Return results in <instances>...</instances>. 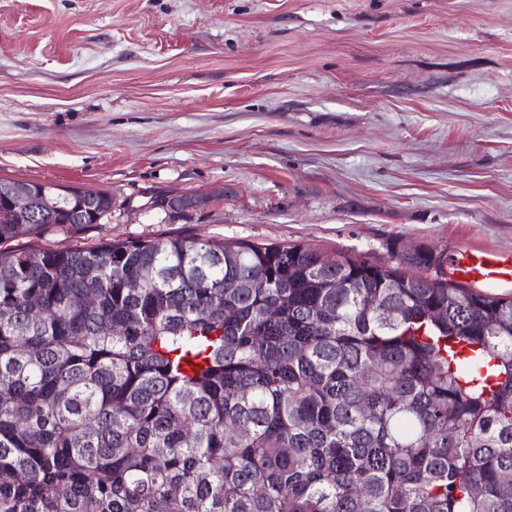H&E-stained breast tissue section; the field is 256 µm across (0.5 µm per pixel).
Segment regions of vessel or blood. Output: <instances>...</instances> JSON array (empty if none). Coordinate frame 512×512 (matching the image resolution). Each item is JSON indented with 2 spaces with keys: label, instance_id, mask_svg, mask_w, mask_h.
<instances>
[{
  "label": "vessel or blood",
  "instance_id": "b4317fda",
  "mask_svg": "<svg viewBox=\"0 0 512 512\" xmlns=\"http://www.w3.org/2000/svg\"><path fill=\"white\" fill-rule=\"evenodd\" d=\"M457 282L467 286L512 288V255L462 248L450 259Z\"/></svg>",
  "mask_w": 512,
  "mask_h": 512
}]
</instances>
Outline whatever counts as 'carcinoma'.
<instances>
[{
	"label": "carcinoma",
	"mask_w": 512,
	"mask_h": 512,
	"mask_svg": "<svg viewBox=\"0 0 512 512\" xmlns=\"http://www.w3.org/2000/svg\"><path fill=\"white\" fill-rule=\"evenodd\" d=\"M39 188L0 179V512H512L511 295L396 240L1 248L112 207Z\"/></svg>",
	"instance_id": "cac0c4a2"
}]
</instances>
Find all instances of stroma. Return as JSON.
Returning a JSON list of instances; mask_svg holds the SVG:
<instances>
[{"label":"stroma","mask_w":512,"mask_h":512,"mask_svg":"<svg viewBox=\"0 0 512 512\" xmlns=\"http://www.w3.org/2000/svg\"><path fill=\"white\" fill-rule=\"evenodd\" d=\"M0 178L111 195L57 250L512 252V0H0Z\"/></svg>","instance_id":"stroma-1"}]
</instances>
